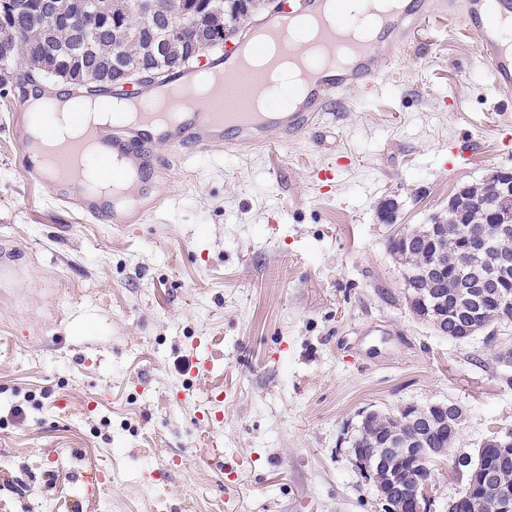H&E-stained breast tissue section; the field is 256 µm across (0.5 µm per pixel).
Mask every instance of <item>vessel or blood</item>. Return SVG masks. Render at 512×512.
Listing matches in <instances>:
<instances>
[{"mask_svg": "<svg viewBox=\"0 0 512 512\" xmlns=\"http://www.w3.org/2000/svg\"><path fill=\"white\" fill-rule=\"evenodd\" d=\"M469 4L468 11L459 16L446 0H408L386 21L368 17V25L375 29L372 39L355 45L341 65L323 71L302 69V100L285 112L248 111L249 90L255 77L236 44L208 59L207 70L215 77L213 94L204 105L191 111L170 116L153 111L154 89L139 87L134 96L140 107L135 122L105 126L98 136L100 157L110 165L107 181L125 188L124 195L109 204L82 188L80 144L73 142L56 151L57 176L50 181L34 152L28 126L13 121L11 139L19 149L20 165L27 179L46 183L54 202L74 207L93 224H140L159 204L158 199L147 198L138 183L139 176L157 172L160 158L156 147L176 153L214 147L261 148L305 133L334 113L336 97L370 90L382 63L406 46L431 17L462 21L476 43L480 60L489 66L495 85L511 88L512 41L505 40L503 32L512 28V0H469ZM322 10V0H296L288 9L267 14L261 25L285 44L293 24L319 15L323 18L319 39L327 46H340L341 35L348 28L342 12L337 9L326 16Z\"/></svg>", "mask_w": 512, "mask_h": 512, "instance_id": "vessel-or-blood-1", "label": "vessel or blood"}]
</instances>
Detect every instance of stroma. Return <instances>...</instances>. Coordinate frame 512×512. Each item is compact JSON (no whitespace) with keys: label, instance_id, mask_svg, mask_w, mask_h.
<instances>
[{"label":"stroma","instance_id":"obj_1","mask_svg":"<svg viewBox=\"0 0 512 512\" xmlns=\"http://www.w3.org/2000/svg\"><path fill=\"white\" fill-rule=\"evenodd\" d=\"M376 87L269 148L166 152L158 210L111 226L26 179L7 130L22 86L0 84V512H381L351 460L362 413L454 402L467 453L512 431V368L492 360L512 324L440 335L388 249L512 169V88L434 17ZM215 393L219 422L200 415ZM100 468L111 483L87 490ZM465 484L435 466L433 512Z\"/></svg>","mask_w":512,"mask_h":512}]
</instances>
